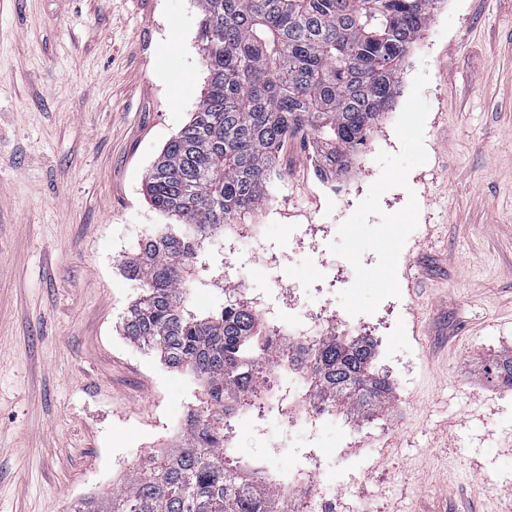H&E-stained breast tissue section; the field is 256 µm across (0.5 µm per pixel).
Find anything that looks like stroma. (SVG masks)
<instances>
[{"instance_id":"1","label":"stroma","mask_w":512,"mask_h":512,"mask_svg":"<svg viewBox=\"0 0 512 512\" xmlns=\"http://www.w3.org/2000/svg\"><path fill=\"white\" fill-rule=\"evenodd\" d=\"M196 0H0V512H70L180 444L202 390L132 344L123 259L164 222L142 186L191 118L206 71ZM336 195L289 138L233 262L371 334L389 409L323 422L321 452L366 448L335 512H512V388L482 376L512 351V0H439ZM325 224L316 254L292 240ZM282 254L278 268L267 250ZM256 468L288 430L233 420Z\"/></svg>"}]
</instances>
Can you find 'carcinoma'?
<instances>
[{"label":"carcinoma","instance_id":"obj_1","mask_svg":"<svg viewBox=\"0 0 512 512\" xmlns=\"http://www.w3.org/2000/svg\"><path fill=\"white\" fill-rule=\"evenodd\" d=\"M440 0H197L207 89L147 172L144 195L164 230L138 242L126 277L142 291L123 333L188 372L203 398L184 439L139 465L105 499L73 512H294L257 472L224 454L230 403L257 397L275 362L273 335L250 302L209 313L188 304L217 286L224 225L258 208L299 131L313 136L316 176L348 174L399 93L402 62ZM370 336L327 333L311 352L308 396L358 420L383 411L394 383L374 367ZM483 376L512 386V352Z\"/></svg>","mask_w":512,"mask_h":512}]
</instances>
